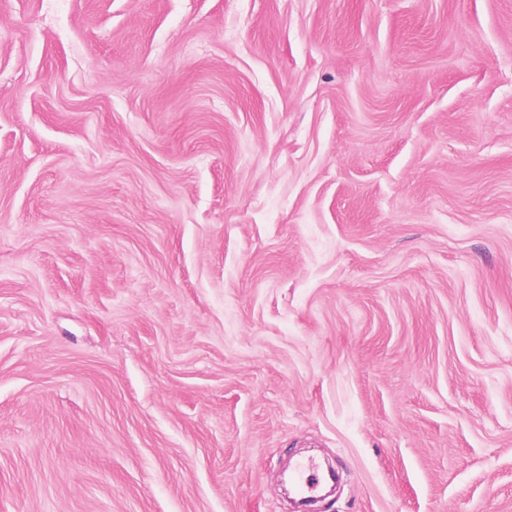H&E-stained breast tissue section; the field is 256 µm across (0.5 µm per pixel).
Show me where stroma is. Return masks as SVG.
<instances>
[{
    "label": "stroma",
    "mask_w": 512,
    "mask_h": 512,
    "mask_svg": "<svg viewBox=\"0 0 512 512\" xmlns=\"http://www.w3.org/2000/svg\"><path fill=\"white\" fill-rule=\"evenodd\" d=\"M512 512V0H0V512Z\"/></svg>",
    "instance_id": "obj_1"
}]
</instances>
